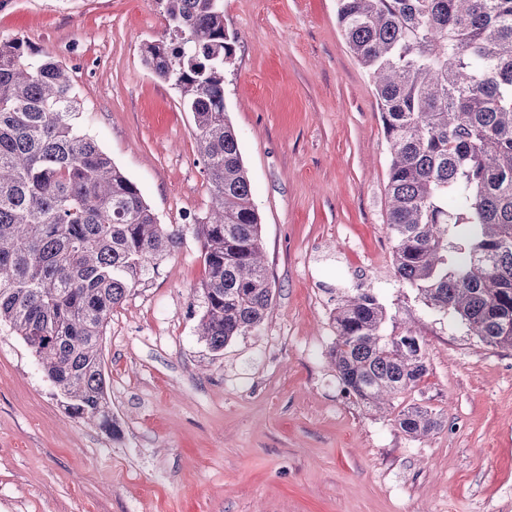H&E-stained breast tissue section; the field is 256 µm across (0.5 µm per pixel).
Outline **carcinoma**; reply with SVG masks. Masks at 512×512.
Instances as JSON below:
<instances>
[{"instance_id":"carcinoma-1","label":"carcinoma","mask_w":512,"mask_h":512,"mask_svg":"<svg viewBox=\"0 0 512 512\" xmlns=\"http://www.w3.org/2000/svg\"><path fill=\"white\" fill-rule=\"evenodd\" d=\"M170 25L142 54L179 90L211 191L196 224H160L141 189L75 123L77 84L49 53L0 39V323L30 349L78 419L117 431L102 336L112 308L182 244L200 243L199 335L214 352L258 329L273 302L260 218L224 107L235 57L224 0H158ZM369 71L390 163L387 229L396 282L512 348V0H337ZM371 288L343 295L332 358L372 411L429 373L417 337L390 336ZM418 438L441 426L414 405L394 419Z\"/></svg>"}]
</instances>
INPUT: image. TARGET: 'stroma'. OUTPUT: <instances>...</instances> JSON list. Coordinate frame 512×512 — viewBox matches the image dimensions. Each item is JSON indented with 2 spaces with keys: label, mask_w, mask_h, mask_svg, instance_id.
I'll return each instance as SVG.
<instances>
[{
  "label": "stroma",
  "mask_w": 512,
  "mask_h": 512,
  "mask_svg": "<svg viewBox=\"0 0 512 512\" xmlns=\"http://www.w3.org/2000/svg\"><path fill=\"white\" fill-rule=\"evenodd\" d=\"M236 37L227 117L261 220L274 298L213 352L198 334L206 276L193 235L112 311L102 339L118 435L72 418L0 325V512H512V348L485 345L393 274L389 150L336 0H224ZM158 0H0V38L72 71L78 123L162 224L211 195L191 113L144 64ZM374 289L389 334L418 336L429 373L382 414L344 393L332 313ZM420 404L424 439L394 418ZM394 423L403 434L412 438L425 436L441 426V420L436 413L421 405L400 411Z\"/></svg>",
  "instance_id": "stroma-1"
}]
</instances>
